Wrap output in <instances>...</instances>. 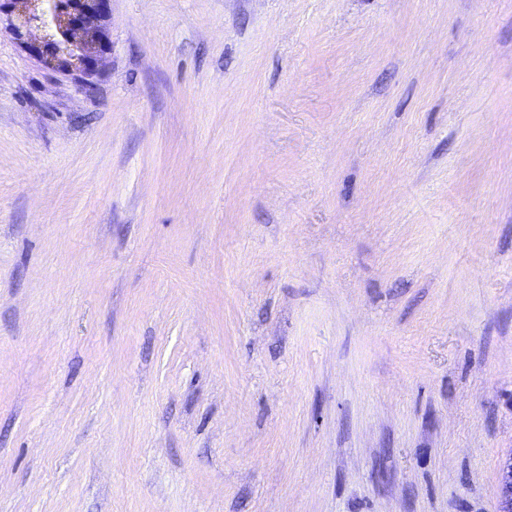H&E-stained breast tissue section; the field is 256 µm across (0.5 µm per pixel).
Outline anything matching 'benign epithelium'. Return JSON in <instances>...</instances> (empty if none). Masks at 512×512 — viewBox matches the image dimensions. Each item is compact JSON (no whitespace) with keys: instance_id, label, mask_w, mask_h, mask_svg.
I'll return each instance as SVG.
<instances>
[{"instance_id":"benign-epithelium-1","label":"benign epithelium","mask_w":512,"mask_h":512,"mask_svg":"<svg viewBox=\"0 0 512 512\" xmlns=\"http://www.w3.org/2000/svg\"><path fill=\"white\" fill-rule=\"evenodd\" d=\"M111 13L112 0H0L18 45L46 68L80 77L86 89L111 50ZM496 512H512V454L501 465Z\"/></svg>"}]
</instances>
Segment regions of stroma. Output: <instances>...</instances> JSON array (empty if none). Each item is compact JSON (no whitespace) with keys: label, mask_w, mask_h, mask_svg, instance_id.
I'll list each match as a JSON object with an SVG mask.
<instances>
[{"label":"stroma","mask_w":512,"mask_h":512,"mask_svg":"<svg viewBox=\"0 0 512 512\" xmlns=\"http://www.w3.org/2000/svg\"><path fill=\"white\" fill-rule=\"evenodd\" d=\"M0 24V512H495L512 0ZM112 0H1L18 45L47 69L73 74L91 88L111 50Z\"/></svg>","instance_id":"stroma-1"}]
</instances>
